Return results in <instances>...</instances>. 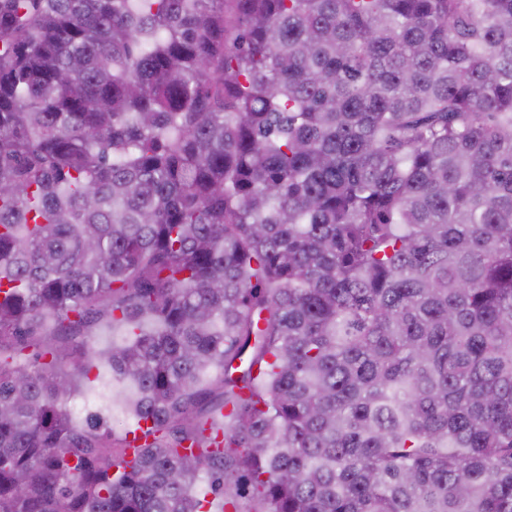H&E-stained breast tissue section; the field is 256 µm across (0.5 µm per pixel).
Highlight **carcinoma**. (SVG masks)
Returning <instances> with one entry per match:
<instances>
[{
	"mask_svg": "<svg viewBox=\"0 0 512 512\" xmlns=\"http://www.w3.org/2000/svg\"><path fill=\"white\" fill-rule=\"evenodd\" d=\"M242 499L512 512V0H0V512Z\"/></svg>",
	"mask_w": 512,
	"mask_h": 512,
	"instance_id": "1",
	"label": "carcinoma"
}]
</instances>
